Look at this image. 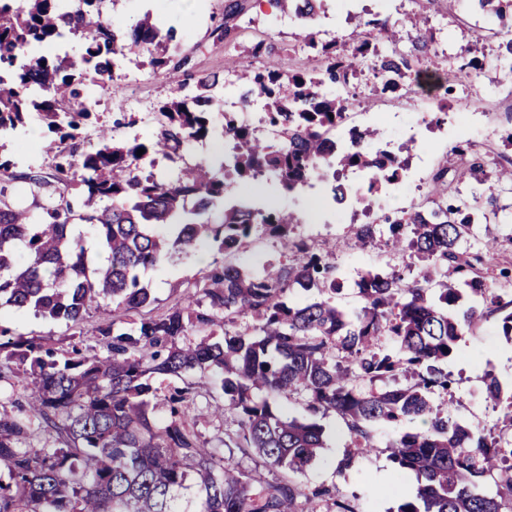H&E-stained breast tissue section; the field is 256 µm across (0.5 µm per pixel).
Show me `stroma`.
Here are the masks:
<instances>
[{"instance_id": "obj_1", "label": "stroma", "mask_w": 512, "mask_h": 512, "mask_svg": "<svg viewBox=\"0 0 512 512\" xmlns=\"http://www.w3.org/2000/svg\"><path fill=\"white\" fill-rule=\"evenodd\" d=\"M193 3L194 10L189 13L183 0H105L103 11L115 26H125L146 12L162 25L176 26L182 36L180 53L187 56L188 63L165 75L153 73L146 58L130 57L122 61L118 77L106 87H88V97L96 106L82 130L87 142H95L96 129L101 125L118 126L124 136L151 138L160 129L154 104L165 100L176 88L191 90L195 76L204 72L219 73L225 82L220 98L233 101L235 76L224 68L227 52L244 54L261 42L269 50L258 57L259 66L312 69L321 64L315 54L303 49L297 22L281 14L268 0H253L250 22L229 34L224 31V0ZM411 11L427 18V27L434 35L428 57L452 76V92L446 95L411 85L395 94L385 93L379 80L364 66L343 89L349 111H360L363 100H373V107L364 112V122L383 130L385 147L408 157L410 168L406 178L377 192L369 191L366 180L352 181L350 200L342 205L335 204L326 183L319 182L314 188L293 194L266 178L249 186L253 199L263 205L277 209L294 205L303 217L297 234L311 246L318 248L326 241L337 242L336 253L329 261L341 284L336 302L349 314L361 305L357 282L365 272L393 271L405 281L417 279L421 262L406 254L389 252L385 245L389 227L380 218L382 214L394 213L400 195L422 199L428 181L442 166L448 169L451 195L481 201L496 198V216L474 228L461 249L482 262L486 283L494 294L502 302L512 301V283H506L500 275L501 270L512 271V186L500 184L496 177L501 167L512 166V112L502 109L512 93V70L498 58L500 26L496 18L475 11L468 0H355L350 7L341 0H323L314 31L322 42L369 38L373 35L371 28L357 27L355 14L369 20L377 15L395 18ZM466 47L471 48L480 65L459 79L455 73L460 66L459 55ZM213 122L210 139L173 151L169 157H158L155 173L172 179L185 165L200 161L219 168L225 144L221 136L222 112H215ZM463 137L474 144L470 157L483 164L484 183L457 178L459 158L453 148ZM59 149L56 136L48 132L36 112L29 113L18 140L0 141V154L13 158L20 171L32 164L43 172H52ZM357 224L378 227L374 241L363 249L351 245L350 236ZM492 239L497 242V252L491 257L485 244ZM203 256L214 260L218 253L206 244L200 255L150 270L144 281L151 290L152 304L137 312H115L117 328L130 330L140 318L166 313L186 297L201 299L204 267L199 259ZM99 320L94 309L77 325L17 312L1 314L0 329L5 330L9 339H34L59 353L76 347L83 353L94 354L106 350L104 338L95 331ZM443 367L454 384L450 393L433 395L434 404L449 410L460 423L500 426L504 438L512 440V429L503 426L504 407L489 404L485 392V382L493 376L500 382L503 396L512 395V341L503 335L498 314L486 316L474 331L462 336ZM315 418L324 429L325 446L319 457L294 477L304 490L319 486L335 488L337 495L348 499L356 512H397L404 501L415 497L419 485L415 473H405L401 484H394L397 466L386 444L401 433L417 431L420 421L378 423L373 429V450L361 455L356 453L354 439L339 414L331 410Z\"/></svg>"}]
</instances>
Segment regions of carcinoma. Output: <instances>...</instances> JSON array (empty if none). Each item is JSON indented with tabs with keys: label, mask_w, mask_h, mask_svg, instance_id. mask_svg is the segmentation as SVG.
I'll use <instances>...</instances> for the list:
<instances>
[{
	"label": "carcinoma",
	"mask_w": 512,
	"mask_h": 512,
	"mask_svg": "<svg viewBox=\"0 0 512 512\" xmlns=\"http://www.w3.org/2000/svg\"><path fill=\"white\" fill-rule=\"evenodd\" d=\"M74 2L71 8L67 0H0V135L23 127L35 111L63 145L61 161L47 175L15 172L11 160L0 158L7 173L0 186V310L77 325L93 306L107 316L149 306L153 299L141 274L190 257L204 243L227 260L213 262L203 276L204 310L190 300L141 319L128 332H113L114 322L103 319L104 355L74 348L58 356L22 338L0 343V379L21 374L30 389L25 407L0 408V512H306L314 498L333 500L336 512H354L331 489L308 494L287 477L257 490L253 475L224 455L236 449L303 472L324 445L323 430L273 410L269 398L291 395L311 413L340 414L360 451L373 447L375 423H424L387 445L398 467L395 481L405 471L423 479L399 512H504L512 505V451L502 450L494 429L463 425L431 400L450 391L453 380L441 364L485 315L502 314L503 335L512 337V311L505 312L482 272L460 252L461 241L487 218L484 209L448 198L447 169H440L425 203L394 218L386 241L392 253L408 251L427 263L420 278L406 284L394 271L364 274L357 283L362 304L349 315L336 306L333 266L295 236L299 214L227 196L232 179L267 175L290 192L314 180L330 182L338 202L346 198L342 178L350 171L365 173L371 191L399 183L407 164L382 148L378 127L348 131L347 144L328 137L347 111V98L330 87L347 83L366 64L384 93L399 91L410 76L419 86L450 92L439 68L413 69V57L430 41L421 33V18L388 17L377 23L372 40L319 43L312 28L320 0H272L306 31L304 46L321 55L324 66L299 71L226 61L237 89L249 94L246 107L261 103L273 135L261 136L227 112L224 138L232 147L221 173L198 162L165 180L137 174L140 162L206 138L223 83L202 73L191 93L177 88L158 106L163 123L153 139L122 141L101 128L95 144L76 152L67 143L79 138L95 106L83 96V85L105 86L115 61L129 54L148 53L155 74L168 70L180 35L148 13L116 28L103 14L105 0ZM472 2L502 24L506 45L498 57L512 71V0ZM249 3L224 6V34ZM407 27L418 36L413 51L402 52L399 30ZM68 37L82 43L77 59L54 52ZM458 178L481 183L486 173L470 163ZM15 181L26 185L38 215L10 197ZM73 187L76 196L69 192ZM218 205L224 219L212 224L205 214ZM376 231L374 224L357 226L354 245H367ZM258 232L301 254V262L269 263L260 273L234 263ZM464 286L470 305L459 315ZM294 287L315 290L319 298L290 304L287 293ZM249 314L259 321L255 332L227 328L234 317ZM221 317L222 340L179 344L189 328L203 330ZM382 336L398 342L397 354L376 349ZM188 373L197 380L176 389L168 419L156 421L154 375ZM399 375L406 385L375 387ZM202 388L211 398L206 410L236 416L238 430L226 450L207 447L195 429ZM259 392L267 397L257 398ZM50 431L59 446L32 444ZM493 473L495 493L478 492V478Z\"/></svg>",
	"instance_id": "obj_1"
}]
</instances>
